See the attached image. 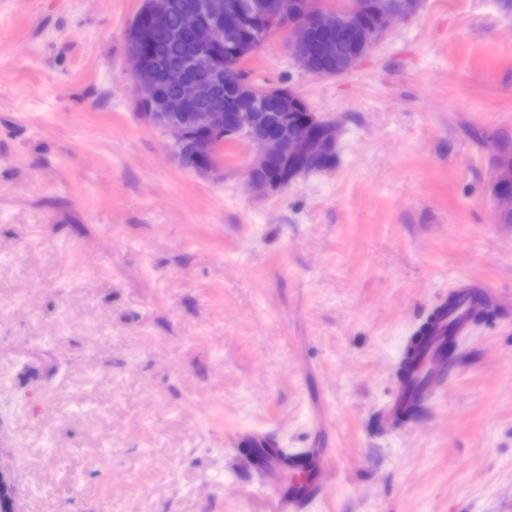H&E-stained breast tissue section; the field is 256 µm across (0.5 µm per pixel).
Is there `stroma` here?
I'll list each match as a JSON object with an SVG mask.
<instances>
[{
  "mask_svg": "<svg viewBox=\"0 0 512 512\" xmlns=\"http://www.w3.org/2000/svg\"><path fill=\"white\" fill-rule=\"evenodd\" d=\"M142 0H0V462L17 512H270L244 431L328 458L305 512H512V15L422 0L348 73L246 62L336 123L259 195L137 115ZM488 288L444 386L384 421L410 337Z\"/></svg>",
  "mask_w": 512,
  "mask_h": 512,
  "instance_id": "1",
  "label": "stroma"
}]
</instances>
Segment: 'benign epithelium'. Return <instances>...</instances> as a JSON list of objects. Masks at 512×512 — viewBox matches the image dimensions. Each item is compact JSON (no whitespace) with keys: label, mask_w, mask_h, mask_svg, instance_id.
I'll list each match as a JSON object with an SVG mask.
<instances>
[{"label":"benign epithelium","mask_w":512,"mask_h":512,"mask_svg":"<svg viewBox=\"0 0 512 512\" xmlns=\"http://www.w3.org/2000/svg\"><path fill=\"white\" fill-rule=\"evenodd\" d=\"M420 0H350L347 11L328 9L323 0H198L183 8L178 22L169 25L166 0H153L151 17L156 25L169 26L177 40L191 34L201 42L215 34L224 35V49L243 54L246 44H259L270 31L290 35L289 47L297 66L317 77L331 78L351 71L398 20L412 17ZM343 30L353 32L351 52H338L333 35ZM159 50L143 53L133 45L126 51L130 73L140 88L137 102L158 107L156 112L140 115L148 125L170 137L168 149L185 168L201 175L217 170L216 155L221 147L217 136L224 133V115L220 112L188 111L192 103L203 104L213 95L211 74L217 65L214 58L198 52L191 64L192 77L172 71L180 83L176 97L156 98L161 74L149 62ZM292 112L290 123L275 128L268 113L258 107L236 115L235 136L254 148L249 166V181L260 192L281 191L299 175L302 164L317 158L330 166L336 156V125L307 110L299 111V95H288ZM14 485L0 469V512H15Z\"/></svg>","instance_id":"1"}]
</instances>
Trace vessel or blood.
Wrapping results in <instances>:
<instances>
[{"mask_svg":"<svg viewBox=\"0 0 512 512\" xmlns=\"http://www.w3.org/2000/svg\"><path fill=\"white\" fill-rule=\"evenodd\" d=\"M488 301L476 284L465 282L448 304L437 311L418 367L400 379L391 398L386 412L389 422L400 421L407 410L419 408L426 392L442 383L450 345L468 331L474 312ZM261 455L262 488L274 500L275 512H304L309 504L321 499L318 455L291 454L270 440L263 441Z\"/></svg>","mask_w":512,"mask_h":512,"instance_id":"1","label":"vessel or blood"}]
</instances>
